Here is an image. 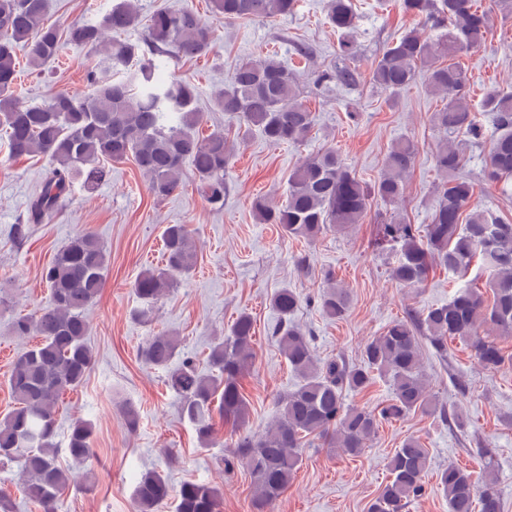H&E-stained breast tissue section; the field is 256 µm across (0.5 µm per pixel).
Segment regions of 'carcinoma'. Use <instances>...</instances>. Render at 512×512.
Here are the masks:
<instances>
[{
  "mask_svg": "<svg viewBox=\"0 0 512 512\" xmlns=\"http://www.w3.org/2000/svg\"><path fill=\"white\" fill-rule=\"evenodd\" d=\"M296 3L211 0L213 13L227 22L273 21L292 13ZM402 8L423 18L438 32L437 38H425L416 29L404 32L375 61L372 80L395 96L421 70L431 93L448 95V102L431 118L442 134L435 151L441 181L430 222L381 223L380 245L398 247L390 275L404 287L424 283L434 266L460 274L477 259L489 272L491 296L468 287L446 304L396 320L369 340L361 362L351 365L338 357L322 361L315 357L311 336L292 321L300 295L279 289L271 298L279 315L272 336L297 383L277 399L274 425L260 435H240L234 455L224 460L227 469L236 460L246 465L259 509L288 490L301 463V448L309 441L316 439L327 448L357 456L383 420L415 413L445 415L424 382L420 337H427L441 352L447 350L448 340L458 338L488 369L501 367L505 355L500 339L512 337V223L470 208L474 184L460 174L462 152L456 139L464 133L478 140L483 131L466 99V73L445 63L484 42L490 14L474 7L473 0H402ZM46 13L47 0H0V128L7 135L11 156L43 155L52 163L30 204L31 221L51 218L74 183L93 190L109 180L106 162L128 159L148 178V188L157 197L180 188L183 166L190 163L202 200L213 209L223 208L224 169L232 158L227 133L200 137L203 114L196 104L195 86L162 75L169 56L191 62L211 50L209 24L191 10H159L150 16L149 39L141 46L121 38L139 22L133 0H121L98 22H75L64 30L47 24ZM326 17L339 34L340 52L351 55L356 28L351 0H328ZM63 41L103 50V60L87 72L92 95L79 98L60 92L40 106L17 102L13 96L17 44L26 46L30 64L40 66L55 59ZM299 96L295 74L271 54L240 62L213 102L215 110L237 127L257 128L270 144L299 145L314 126V115ZM484 108L493 113L495 127L483 155V179L491 184L506 182L512 179V93L490 91ZM415 154L413 141L396 142L371 186L333 151L309 156L288 177L285 205L275 208L257 196L251 202L252 212L260 223L277 225L288 238L313 242L328 231L341 232L359 223L374 199L397 203ZM163 243L164 264L142 271L133 283L142 302L137 317L143 323L152 321L154 305L197 262V243L188 225H166ZM108 272L99 238L90 231L75 232L44 269L51 290L49 304L10 325L13 335L36 336L39 342L25 348L13 365L9 384L15 406L0 419V465L17 466L23 494L40 503L43 512H56L60 496L77 480L75 472L57 463V406L66 391L84 382L94 362L86 343L85 313L102 292ZM324 280L320 310L329 319H341L350 309L349 293L336 287L331 273H325ZM253 335L254 320L243 312L227 336L212 337L205 371L191 358L175 362L180 339L173 332L148 336L138 347L142 364L166 370L167 386L178 397L181 413L203 448L214 443L216 419L238 428L245 422L247 404L240 380L255 364ZM377 377L387 379L392 389L384 406L375 411L345 403V393L361 394ZM65 451L77 465L92 456L91 422H71ZM429 465L424 444L405 439L389 461L390 479L367 512H404L410 501L422 496V477ZM436 479L448 499V512H503L492 479L480 487L467 470L455 465L438 470ZM170 498L175 512H219L217 489L193 480L175 489L156 471L142 474L135 490V512H156Z\"/></svg>",
  "mask_w": 512,
  "mask_h": 512,
  "instance_id": "obj_1",
  "label": "carcinoma"
}]
</instances>
